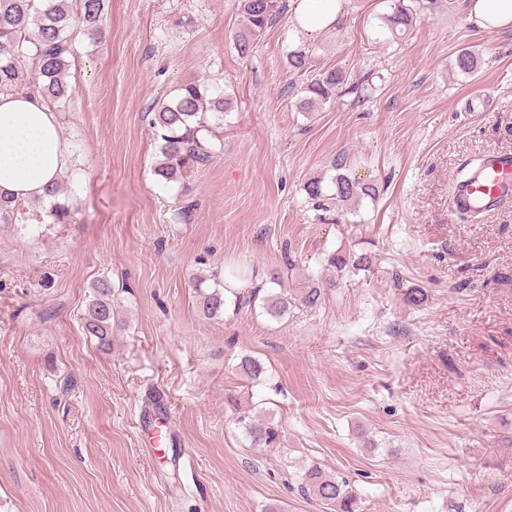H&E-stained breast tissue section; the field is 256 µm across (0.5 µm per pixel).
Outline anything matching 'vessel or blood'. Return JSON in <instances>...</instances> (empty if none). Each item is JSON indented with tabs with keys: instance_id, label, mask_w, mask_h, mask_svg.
I'll return each instance as SVG.
<instances>
[{
	"instance_id": "1",
	"label": "vessel or blood",
	"mask_w": 512,
	"mask_h": 512,
	"mask_svg": "<svg viewBox=\"0 0 512 512\" xmlns=\"http://www.w3.org/2000/svg\"><path fill=\"white\" fill-rule=\"evenodd\" d=\"M512 198V154L487 152L475 175L456 183L450 200L452 212L463 213L476 208L490 210Z\"/></svg>"
}]
</instances>
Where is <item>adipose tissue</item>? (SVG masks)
<instances>
[{
    "instance_id": "obj_1",
    "label": "adipose tissue",
    "mask_w": 512,
    "mask_h": 512,
    "mask_svg": "<svg viewBox=\"0 0 512 512\" xmlns=\"http://www.w3.org/2000/svg\"><path fill=\"white\" fill-rule=\"evenodd\" d=\"M347 0H290L296 42L316 41L336 28ZM466 20L488 32L512 27V0H466ZM71 155L56 113L37 94H0V197L21 201L47 198Z\"/></svg>"
}]
</instances>
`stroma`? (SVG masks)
Listing matches in <instances>:
<instances>
[{"label": "stroma", "mask_w": 512, "mask_h": 512, "mask_svg": "<svg viewBox=\"0 0 512 512\" xmlns=\"http://www.w3.org/2000/svg\"><path fill=\"white\" fill-rule=\"evenodd\" d=\"M390 6L350 0L315 43L317 73L373 93L307 117L290 105L289 19L239 57L238 0H109L101 37H78L58 114L72 221L0 224V512H327L298 490L312 464L359 512H512V203L449 210L466 163L512 153V30L438 0L392 40ZM465 47L484 61L472 76L454 68ZM191 81L235 107L210 162L166 183L146 112ZM342 151L380 190L353 224L303 190ZM341 249L373 263L335 276ZM231 267L263 294L282 272L287 316L205 318L193 279ZM100 278L107 349L82 329ZM312 278L336 285L311 308L295 297ZM160 395L173 442L152 459ZM245 412L275 424L276 447H251Z\"/></svg>", "instance_id": "stroma-1"}]
</instances>
